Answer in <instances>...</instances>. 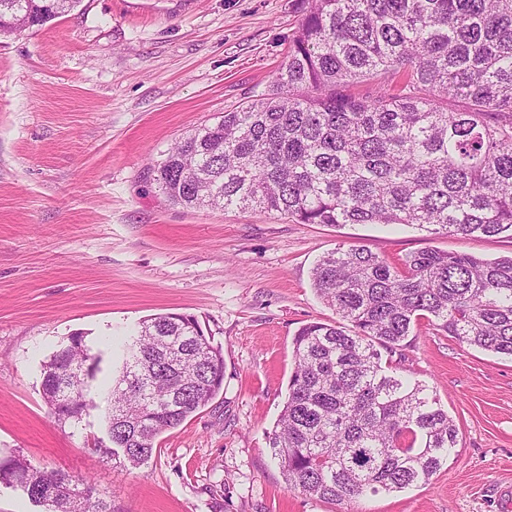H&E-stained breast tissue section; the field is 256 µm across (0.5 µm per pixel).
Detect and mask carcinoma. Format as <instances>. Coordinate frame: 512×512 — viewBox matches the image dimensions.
Listing matches in <instances>:
<instances>
[{
	"instance_id": "cac0c4a2",
	"label": "carcinoma",
	"mask_w": 512,
	"mask_h": 512,
	"mask_svg": "<svg viewBox=\"0 0 512 512\" xmlns=\"http://www.w3.org/2000/svg\"><path fill=\"white\" fill-rule=\"evenodd\" d=\"M301 18L268 92L196 129L153 165L186 208L262 209L299 224H404L512 238V0H299ZM81 0H0L42 26ZM334 323L293 338L294 371L267 432L287 488L337 504L425 483L459 432L425 385L382 366L426 318L459 343L512 358V257L423 250L398 262L338 247L312 271ZM102 353L69 336L43 365L61 423L81 421ZM222 346L193 315L157 314L123 346L103 455L136 467L156 439L208 405ZM44 512H118L87 478L0 458V484Z\"/></svg>"
}]
</instances>
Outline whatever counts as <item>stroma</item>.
I'll return each instance as SVG.
<instances>
[{
  "mask_svg": "<svg viewBox=\"0 0 512 512\" xmlns=\"http://www.w3.org/2000/svg\"><path fill=\"white\" fill-rule=\"evenodd\" d=\"M296 0H82L0 37V457L90 479L120 512H506L512 359L420 320L388 362L427 386L459 445L432 479L345 505L288 490L266 434L305 323L336 321L311 285L340 245L512 255V238L401 224H298L276 212L172 204L149 172L192 130L265 93L299 25ZM192 314L221 344L215 398L134 468L93 449L107 394L55 420L42 366L75 332L92 346L147 318Z\"/></svg>",
  "mask_w": 512,
  "mask_h": 512,
  "instance_id": "35a3bbf8",
  "label": "stroma"
}]
</instances>
